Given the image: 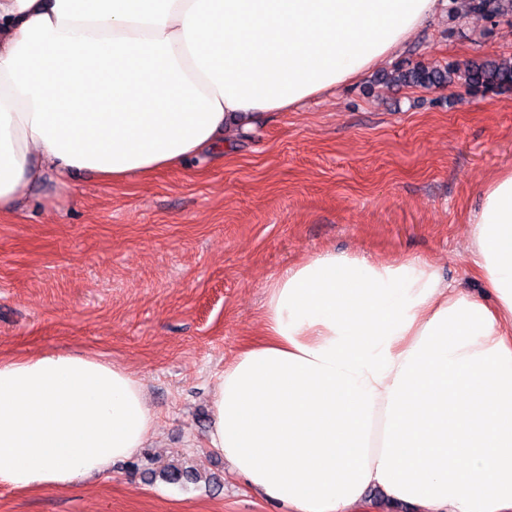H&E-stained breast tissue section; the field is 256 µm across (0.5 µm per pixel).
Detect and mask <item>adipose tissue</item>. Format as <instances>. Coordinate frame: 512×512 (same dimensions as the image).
Segmentation results:
<instances>
[{"label":"adipose tissue","instance_id":"ef3b65f1","mask_svg":"<svg viewBox=\"0 0 512 512\" xmlns=\"http://www.w3.org/2000/svg\"><path fill=\"white\" fill-rule=\"evenodd\" d=\"M438 0H0V211L46 170L148 177L390 58ZM483 301L429 262L325 251L271 284L216 375L206 443L288 512H512V170L467 229ZM136 375L0 358V485L64 489L142 448Z\"/></svg>","mask_w":512,"mask_h":512}]
</instances>
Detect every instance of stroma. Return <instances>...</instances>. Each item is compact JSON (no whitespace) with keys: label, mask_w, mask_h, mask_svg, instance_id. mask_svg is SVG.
<instances>
[{"label":"stroma","mask_w":512,"mask_h":512,"mask_svg":"<svg viewBox=\"0 0 512 512\" xmlns=\"http://www.w3.org/2000/svg\"><path fill=\"white\" fill-rule=\"evenodd\" d=\"M489 56L512 59V13L484 20L439 0L389 61L297 109L228 125L206 157L116 183L41 182L1 213L0 356L68 351L126 367L156 429L95 479L0 486V512H288L207 448L212 378L257 339L282 270L325 250L422 258L485 296L466 224L512 169V91L385 77ZM179 461L203 481H163Z\"/></svg>","instance_id":"35a3bbf8"}]
</instances>
